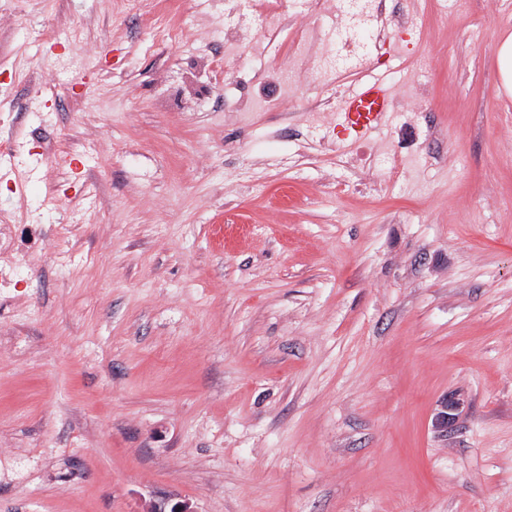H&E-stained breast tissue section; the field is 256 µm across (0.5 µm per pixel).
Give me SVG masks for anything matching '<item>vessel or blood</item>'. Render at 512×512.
I'll return each instance as SVG.
<instances>
[{"label": "vessel or blood", "mask_w": 512, "mask_h": 512, "mask_svg": "<svg viewBox=\"0 0 512 512\" xmlns=\"http://www.w3.org/2000/svg\"><path fill=\"white\" fill-rule=\"evenodd\" d=\"M393 101L392 91L383 78L366 80L342 99V124L354 137H369L383 123Z\"/></svg>", "instance_id": "1"}]
</instances>
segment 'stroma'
Returning a JSON list of instances; mask_svg holds the SVG:
<instances>
[{
    "instance_id": "stroma-1",
    "label": "stroma",
    "mask_w": 512,
    "mask_h": 512,
    "mask_svg": "<svg viewBox=\"0 0 512 512\" xmlns=\"http://www.w3.org/2000/svg\"><path fill=\"white\" fill-rule=\"evenodd\" d=\"M259 2L0 0V512H512V0ZM369 75L370 137L306 112ZM497 64L506 93H512V36L501 43L497 53ZM462 409L460 399L455 395L446 396L439 404V409L433 419V427L448 435V430L457 425Z\"/></svg>"
}]
</instances>
